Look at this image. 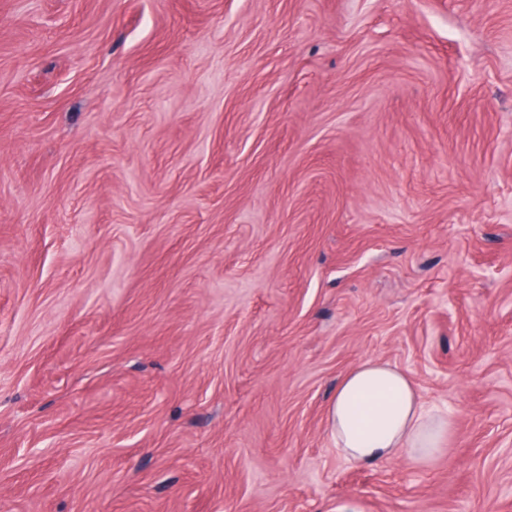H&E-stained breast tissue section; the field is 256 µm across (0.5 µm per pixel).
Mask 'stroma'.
<instances>
[{"mask_svg":"<svg viewBox=\"0 0 512 512\" xmlns=\"http://www.w3.org/2000/svg\"><path fill=\"white\" fill-rule=\"evenodd\" d=\"M346 505L512 512V0H0V512ZM336 450L355 465H374L397 455L431 462L452 429L448 415L421 402L409 377L387 362L366 359L340 383L327 412Z\"/></svg>","mask_w":512,"mask_h":512,"instance_id":"1","label":"stroma"}]
</instances>
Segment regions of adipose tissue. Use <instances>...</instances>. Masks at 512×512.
<instances>
[{
  "mask_svg": "<svg viewBox=\"0 0 512 512\" xmlns=\"http://www.w3.org/2000/svg\"><path fill=\"white\" fill-rule=\"evenodd\" d=\"M338 453L356 465L405 455L431 462L452 429L449 416L427 410L409 377L375 359L360 362L340 383L327 412Z\"/></svg>",
  "mask_w": 512,
  "mask_h": 512,
  "instance_id": "1",
  "label": "adipose tissue"
}]
</instances>
